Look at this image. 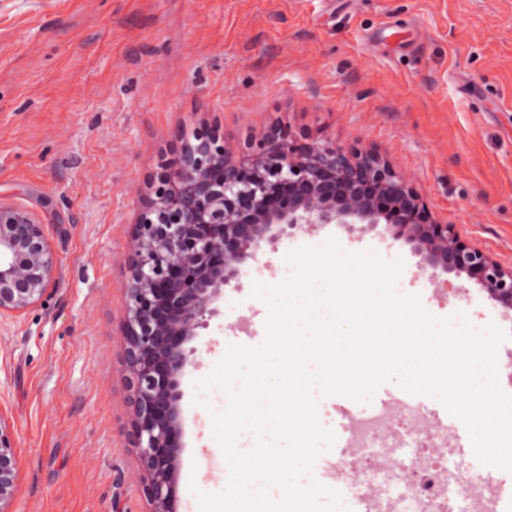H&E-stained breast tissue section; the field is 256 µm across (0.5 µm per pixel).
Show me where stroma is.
<instances>
[{
    "instance_id": "1",
    "label": "stroma",
    "mask_w": 512,
    "mask_h": 512,
    "mask_svg": "<svg viewBox=\"0 0 512 512\" xmlns=\"http://www.w3.org/2000/svg\"><path fill=\"white\" fill-rule=\"evenodd\" d=\"M215 123L234 148L283 124L308 141L372 146L434 219L512 266V0H0V200L46 224L58 273L44 302L0 324V415L14 427L12 512H147L128 443L121 325L130 229L147 176L176 133ZM337 239L402 260L400 293L438 318L506 334L512 313L467 276L439 290L385 225L330 224L262 243L224 291V314L181 378L179 512L229 469L195 383L229 345L257 346L266 304L253 282L290 275L286 255ZM451 476L512 473L476 459L461 420Z\"/></svg>"
}]
</instances>
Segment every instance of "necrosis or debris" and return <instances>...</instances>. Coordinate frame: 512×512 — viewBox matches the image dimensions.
I'll return each instance as SVG.
<instances>
[{
	"mask_svg": "<svg viewBox=\"0 0 512 512\" xmlns=\"http://www.w3.org/2000/svg\"><path fill=\"white\" fill-rule=\"evenodd\" d=\"M398 418L432 441L430 448L408 462L401 458V440L393 427ZM352 444L351 451L333 463L329 485L335 488L360 479L369 512H448L453 490L462 495L464 512H502L500 486L463 482L457 488L449 487L442 465L454 453L448 431L430 424L413 405L360 417L352 431Z\"/></svg>",
	"mask_w": 512,
	"mask_h": 512,
	"instance_id": "1",
	"label": "necrosis or debris"
}]
</instances>
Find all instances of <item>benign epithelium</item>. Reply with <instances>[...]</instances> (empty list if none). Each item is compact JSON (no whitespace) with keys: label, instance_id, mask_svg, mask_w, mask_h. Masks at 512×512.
<instances>
[{"label":"benign epithelium","instance_id":"benign-epithelium-1","mask_svg":"<svg viewBox=\"0 0 512 512\" xmlns=\"http://www.w3.org/2000/svg\"><path fill=\"white\" fill-rule=\"evenodd\" d=\"M177 140L148 178L122 284L129 439L149 512H178L180 379L194 355L187 344L223 314L224 288L239 287L261 243L306 225L383 222L393 239L413 245L429 278L465 274L512 311V268L432 220L421 194L377 149L300 142L281 125L238 151L207 122ZM57 268L40 218L0 201V321L42 303ZM18 484L13 427L0 415V512H10Z\"/></svg>","mask_w":512,"mask_h":512}]
</instances>
